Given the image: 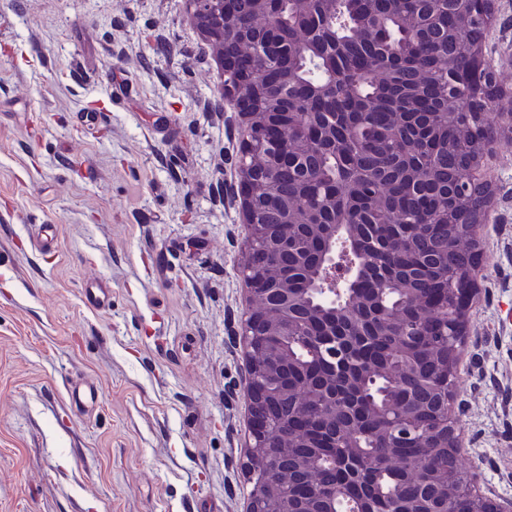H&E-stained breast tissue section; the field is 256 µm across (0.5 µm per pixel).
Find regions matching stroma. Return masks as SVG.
Listing matches in <instances>:
<instances>
[{"instance_id":"1","label":"stroma","mask_w":512,"mask_h":512,"mask_svg":"<svg viewBox=\"0 0 512 512\" xmlns=\"http://www.w3.org/2000/svg\"><path fill=\"white\" fill-rule=\"evenodd\" d=\"M485 33L512 90V0ZM185 0H0V512H244L242 133ZM482 177L463 471L512 500V125ZM51 224L53 250L34 249ZM106 282L94 309L86 290ZM98 390L76 405L73 386Z\"/></svg>"}]
</instances>
